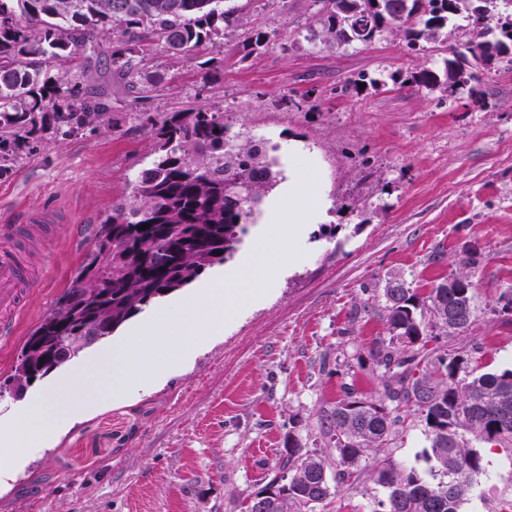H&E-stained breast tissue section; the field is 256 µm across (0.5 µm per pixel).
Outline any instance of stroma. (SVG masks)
I'll return each mask as SVG.
<instances>
[{
	"mask_svg": "<svg viewBox=\"0 0 512 512\" xmlns=\"http://www.w3.org/2000/svg\"><path fill=\"white\" fill-rule=\"evenodd\" d=\"M243 25L224 46L191 58L154 49L143 66L159 82L138 101L113 88L114 132L43 135L0 171V225L53 208L67 222L43 247L44 280L12 343L0 344L4 383L26 336L69 288L113 199L129 194L153 158L143 114L207 106L226 112L230 135L277 143L282 182L226 267L236 268L308 166L310 204L298 260L235 321L161 378L108 397L34 449L0 490V512H245L288 437L313 452L330 446L319 417L346 393L374 398L368 350L389 339L383 288L404 279L419 295L476 256V320L462 335L427 331L428 348L462 354L473 373L512 368V72L449 91L406 84L445 53L407 50L391 36L329 51L311 39L314 0H236ZM251 29L277 30L261 48ZM365 73L377 86L345 92ZM485 105L476 108L475 97ZM293 99L289 108L281 98ZM491 473L462 512H500L512 498V450L477 445Z\"/></svg>",
	"mask_w": 512,
	"mask_h": 512,
	"instance_id": "1",
	"label": "stroma"
}]
</instances>
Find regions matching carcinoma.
<instances>
[{
    "instance_id": "carcinoma-1",
    "label": "carcinoma",
    "mask_w": 512,
    "mask_h": 512,
    "mask_svg": "<svg viewBox=\"0 0 512 512\" xmlns=\"http://www.w3.org/2000/svg\"><path fill=\"white\" fill-rule=\"evenodd\" d=\"M322 43L346 49L389 34L412 52L443 40L448 23L472 18L466 52L451 49L440 69L422 68L410 86L448 91L480 80L468 59L512 65V0H315ZM239 27L234 0H0V168L17 161L44 131L68 137L81 128H113L110 92L92 61L110 59L114 84L146 98L157 83L141 63L154 45L175 58L206 43H224ZM112 38L107 51L101 37ZM80 59L73 72L54 63ZM154 161L112 201L91 252L53 309L25 340L7 378L17 398L31 383L61 368L90 345L113 335L145 307L187 287L231 260L256 209L277 184L276 163L254 137L227 135L224 113L211 108L147 116ZM147 224L146 230L139 226ZM220 254H215V251ZM438 283L421 300L404 280L383 288L389 344L368 354L381 371L376 399L349 396L321 419L332 448L318 454L291 438L274 476L247 512H329L338 484L367 479L380 494L366 512H459L486 474L473 442L512 446V370L465 373L461 355L428 350L426 318L448 336L475 322L470 268ZM416 416L428 429L427 467L384 454L397 430ZM472 439H465V435Z\"/></svg>"
}]
</instances>
